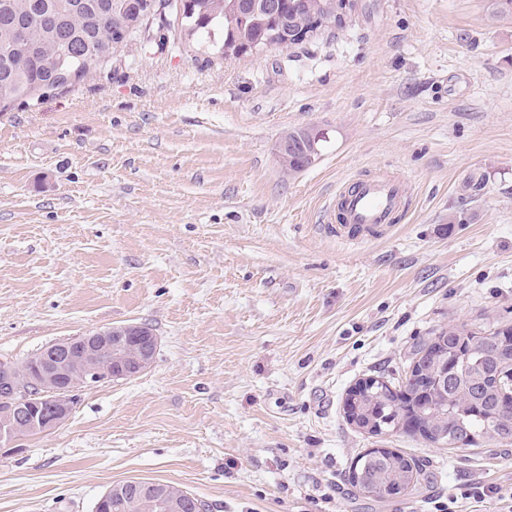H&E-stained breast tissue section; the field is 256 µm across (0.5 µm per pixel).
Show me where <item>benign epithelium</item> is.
Listing matches in <instances>:
<instances>
[{"mask_svg":"<svg viewBox=\"0 0 512 512\" xmlns=\"http://www.w3.org/2000/svg\"><path fill=\"white\" fill-rule=\"evenodd\" d=\"M157 350V338L145 324L112 325L83 336L63 339L51 348L52 359L34 367L18 368L0 360V446L29 433H45L69 417L73 392L112 378H134L148 370ZM153 497L157 512H177L179 493L157 490V485L131 481L126 496Z\"/></svg>","mask_w":512,"mask_h":512,"instance_id":"1","label":"benign epithelium"}]
</instances>
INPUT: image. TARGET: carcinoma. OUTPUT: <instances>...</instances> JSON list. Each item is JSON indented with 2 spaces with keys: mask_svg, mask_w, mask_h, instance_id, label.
I'll return each mask as SVG.
<instances>
[{
  "mask_svg": "<svg viewBox=\"0 0 512 512\" xmlns=\"http://www.w3.org/2000/svg\"><path fill=\"white\" fill-rule=\"evenodd\" d=\"M136 0H0V105L35 96L44 89L69 86L96 67L115 46L138 32L144 20L137 17ZM188 37L206 43L222 35L218 52L239 43L233 55L254 51L275 28L284 34L308 26L313 15L329 16L335 0H279L276 13L266 0H180L173 5ZM293 147L288 172L311 164L319 133L311 128L288 132ZM438 336L447 337L449 349L429 346L431 355L448 357L455 373L448 391L437 387L441 363L429 360L424 369L410 372L405 392L416 410L395 403L379 385L361 390L357 398L360 420L381 424L386 435H416L432 430L456 448L488 442L512 441V400L507 399L508 361L512 344L481 337L464 325H448ZM423 468L404 454L387 449L367 451L357 458L348 479L362 493L379 502L390 500L380 489L412 492Z\"/></svg>",
  "mask_w": 512,
  "mask_h": 512,
  "instance_id": "1",
  "label": "carcinoma"
}]
</instances>
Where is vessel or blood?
<instances>
[{
	"mask_svg": "<svg viewBox=\"0 0 512 512\" xmlns=\"http://www.w3.org/2000/svg\"><path fill=\"white\" fill-rule=\"evenodd\" d=\"M337 237L358 240L388 230L407 205L405 182L389 174L363 175L337 188Z\"/></svg>",
	"mask_w": 512,
	"mask_h": 512,
	"instance_id": "1",
	"label": "vessel or blood"
}]
</instances>
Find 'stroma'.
<instances>
[{
    "label": "stroma",
    "instance_id": "35a3bbf8",
    "mask_svg": "<svg viewBox=\"0 0 512 512\" xmlns=\"http://www.w3.org/2000/svg\"><path fill=\"white\" fill-rule=\"evenodd\" d=\"M490 0H361L348 26L222 57L179 19L72 86L0 107V359L113 324L152 368L77 391L69 418L0 447V512H93L128 480L209 512H512V442L465 451L347 423L439 328L512 322V18ZM320 131L288 172V131ZM405 178L406 213L359 243L333 190ZM481 185L478 195L467 186ZM394 448L423 465L379 503L348 480Z\"/></svg>",
    "mask_w": 512,
    "mask_h": 512
}]
</instances>
